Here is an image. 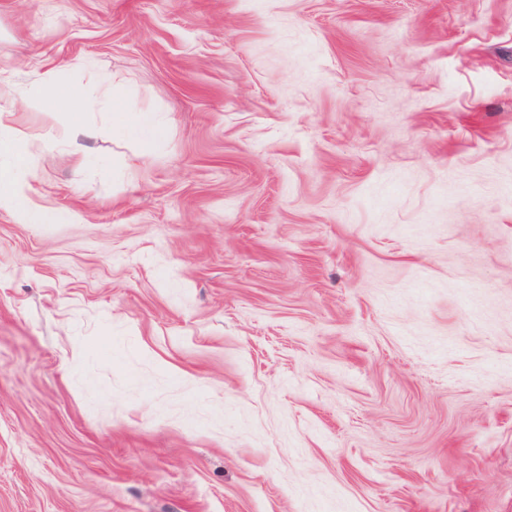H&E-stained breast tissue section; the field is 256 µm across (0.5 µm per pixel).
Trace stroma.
Segmentation results:
<instances>
[{
	"label": "stroma",
	"instance_id": "1",
	"mask_svg": "<svg viewBox=\"0 0 512 512\" xmlns=\"http://www.w3.org/2000/svg\"><path fill=\"white\" fill-rule=\"evenodd\" d=\"M97 73L0 209V512H512V0H0V134ZM113 129L123 136L149 139L159 131L155 115L151 112H119ZM97 134L94 127L89 124L75 121L69 127L62 130L61 134L51 135L42 141L43 146L51 145L54 142H61L70 149V152L82 160L86 155L87 146L85 142L93 139Z\"/></svg>",
	"mask_w": 512,
	"mask_h": 512
}]
</instances>
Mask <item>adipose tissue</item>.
<instances>
[{
	"instance_id": "obj_1",
	"label": "adipose tissue",
	"mask_w": 512,
	"mask_h": 512,
	"mask_svg": "<svg viewBox=\"0 0 512 512\" xmlns=\"http://www.w3.org/2000/svg\"><path fill=\"white\" fill-rule=\"evenodd\" d=\"M20 137L12 135L0 141V151L11 154L14 165L0 170V209L20 214L29 224L46 223L48 215L33 205L29 198V184L24 177V158L18 149Z\"/></svg>"
}]
</instances>
